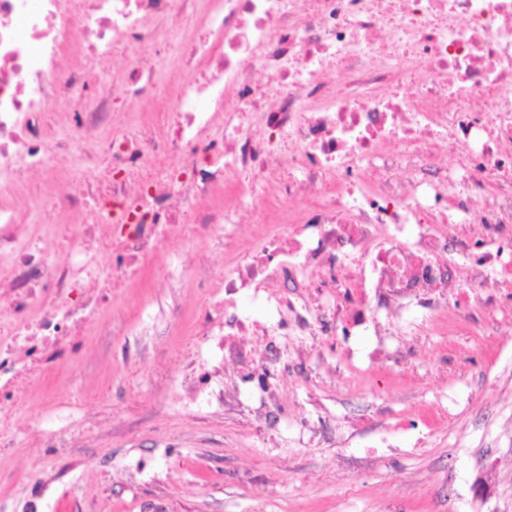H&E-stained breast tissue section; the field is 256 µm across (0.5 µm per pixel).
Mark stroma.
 Segmentation results:
<instances>
[{
	"label": "stroma",
	"mask_w": 512,
	"mask_h": 512,
	"mask_svg": "<svg viewBox=\"0 0 512 512\" xmlns=\"http://www.w3.org/2000/svg\"><path fill=\"white\" fill-rule=\"evenodd\" d=\"M202 300L185 266L171 287L130 294L107 350L69 378L74 392L124 382L81 407L112 422L71 459L74 487L110 482L107 512H474L471 477L495 464L499 489L483 512H512V433L502 427L512 406V311L472 305L464 310L471 327L446 337L422 317L394 324L396 341L413 353L378 384L350 380L340 351L306 358L280 382L288 420L324 410L336 431L273 447L241 437L244 415L198 417L179 401L181 346ZM455 388L461 394L447 404ZM380 415L403 419L405 429L382 439L373 424ZM135 460L162 479L119 480Z\"/></svg>",
	"instance_id": "obj_1"
}]
</instances>
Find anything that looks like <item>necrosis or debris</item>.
Wrapping results in <instances>:
<instances>
[{
    "instance_id": "obj_1",
    "label": "necrosis or debris",
    "mask_w": 512,
    "mask_h": 512,
    "mask_svg": "<svg viewBox=\"0 0 512 512\" xmlns=\"http://www.w3.org/2000/svg\"><path fill=\"white\" fill-rule=\"evenodd\" d=\"M109 47L124 57L107 77ZM245 203L265 221L243 241ZM178 241L224 247L222 269H196L188 407L246 412L270 443L300 353L338 340L350 363L367 338L399 366L386 319L422 311L444 333L475 296L495 310L512 286V0H0V463L24 436L51 465L0 470L22 512H46L60 449L88 430L64 376L145 274L174 279ZM23 389L41 410L24 428Z\"/></svg>"
}]
</instances>
